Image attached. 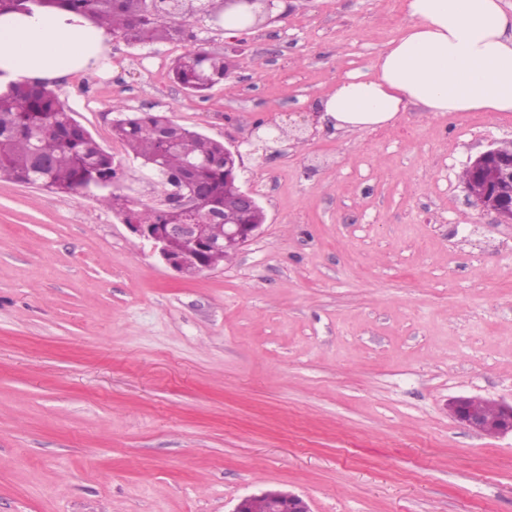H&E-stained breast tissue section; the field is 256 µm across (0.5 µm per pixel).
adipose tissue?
Returning <instances> with one entry per match:
<instances>
[{
  "label": "adipose tissue",
  "instance_id": "1",
  "mask_svg": "<svg viewBox=\"0 0 512 512\" xmlns=\"http://www.w3.org/2000/svg\"><path fill=\"white\" fill-rule=\"evenodd\" d=\"M403 9L402 33L322 100L324 120L360 134L412 105L433 114L512 112V11L502 0H403ZM107 37L60 9L0 15V85L94 71Z\"/></svg>",
  "mask_w": 512,
  "mask_h": 512
}]
</instances>
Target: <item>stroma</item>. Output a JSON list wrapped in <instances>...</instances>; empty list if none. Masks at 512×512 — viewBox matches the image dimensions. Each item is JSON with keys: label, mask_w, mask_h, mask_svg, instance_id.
Segmentation results:
<instances>
[{"label": "stroma", "mask_w": 512, "mask_h": 512, "mask_svg": "<svg viewBox=\"0 0 512 512\" xmlns=\"http://www.w3.org/2000/svg\"><path fill=\"white\" fill-rule=\"evenodd\" d=\"M405 24L401 0H278L194 43L111 37L103 74L52 82L115 159L116 103L238 145L266 220L183 279L95 197L0 181V512H234L273 489L311 512H512V434L448 414L512 400V224L461 179L512 114L413 106L353 136L314 117ZM228 42L205 96L170 80ZM260 122L304 134L257 149Z\"/></svg>", "instance_id": "35a3bbf8"}]
</instances>
